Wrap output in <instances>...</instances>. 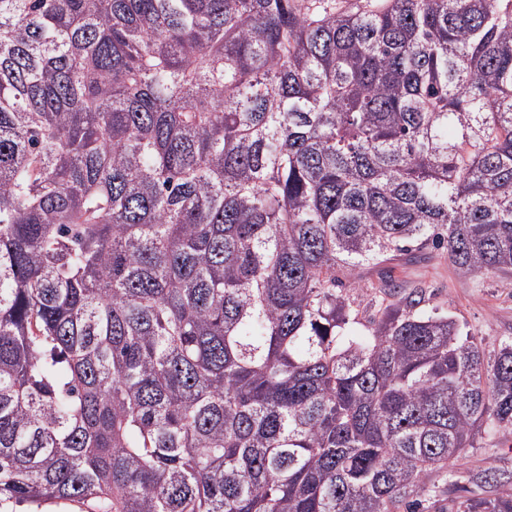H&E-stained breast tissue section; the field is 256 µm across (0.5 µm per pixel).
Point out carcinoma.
<instances>
[{
  "label": "carcinoma",
  "instance_id": "cac0c4a2",
  "mask_svg": "<svg viewBox=\"0 0 512 512\" xmlns=\"http://www.w3.org/2000/svg\"><path fill=\"white\" fill-rule=\"evenodd\" d=\"M429 243L512 273V0H0V506L427 512L512 339L342 287Z\"/></svg>",
  "mask_w": 512,
  "mask_h": 512
}]
</instances>
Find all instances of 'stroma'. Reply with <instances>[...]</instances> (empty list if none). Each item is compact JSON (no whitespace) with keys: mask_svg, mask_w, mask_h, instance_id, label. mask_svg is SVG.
I'll list each match as a JSON object with an SVG mask.
<instances>
[{"mask_svg":"<svg viewBox=\"0 0 512 512\" xmlns=\"http://www.w3.org/2000/svg\"><path fill=\"white\" fill-rule=\"evenodd\" d=\"M383 274L402 291L425 289L429 306L455 316L465 331L481 337L486 353H493L502 341L512 337V286L502 276L484 272L462 279L455 274L446 253L430 246L412 259L400 257L363 271L366 287L352 293L361 322H368L375 311V302L381 297L379 277ZM487 468L512 474V437L467 449L458 462L459 478L450 480L434 472L429 480L444 488L446 498L451 500L512 494V481L484 487L472 483V475Z\"/></svg>","mask_w":512,"mask_h":512,"instance_id":"stroma-1","label":"stroma"}]
</instances>
